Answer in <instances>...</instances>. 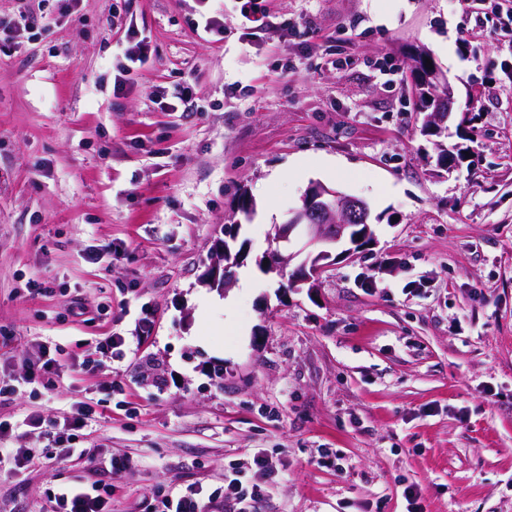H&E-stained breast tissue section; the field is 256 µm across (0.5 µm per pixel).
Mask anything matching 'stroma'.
I'll return each instance as SVG.
<instances>
[{"label":"stroma","instance_id":"obj_1","mask_svg":"<svg viewBox=\"0 0 512 512\" xmlns=\"http://www.w3.org/2000/svg\"><path fill=\"white\" fill-rule=\"evenodd\" d=\"M265 6L257 28L238 0H0L28 17L0 54V438L42 449L96 411L76 454L0 477V512H47L72 481L114 512L189 483L214 512H406L411 484L425 512H512V0ZM204 9L223 40L191 27ZM139 38L152 55L114 96ZM419 53L454 91L447 171L413 108ZM316 182L369 202L374 241L290 289L261 261ZM229 224L252 282L220 290ZM144 305L138 350L100 357ZM54 345L95 367L25 384ZM232 465L259 501L225 487ZM227 250L228 247L224 241L219 242L214 249L213 255L215 257L212 259V264L206 273L208 284L213 287L224 288V285L231 280V275L228 273L229 266L223 264L224 254Z\"/></svg>","mask_w":512,"mask_h":512}]
</instances>
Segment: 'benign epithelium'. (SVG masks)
Instances as JSON below:
<instances>
[{"label": "benign epithelium", "mask_w": 512, "mask_h": 512, "mask_svg": "<svg viewBox=\"0 0 512 512\" xmlns=\"http://www.w3.org/2000/svg\"><path fill=\"white\" fill-rule=\"evenodd\" d=\"M439 89L452 93L444 75L435 66L427 68L423 80L414 86L415 99L423 95L435 100V108L426 116V120L438 133L442 132L450 116L445 97L437 93ZM370 215L367 201L322 184H312L303 197L302 206L291 212L286 223L275 227L276 241L283 243V246L268 257L269 271L283 272L298 256V253L289 250L291 236L296 233L305 241V246H314L316 250L310 252L295 270L292 287H317L323 274L336 264V257L333 256L336 245L347 242L350 248L343 250L342 254L350 256L373 243ZM227 250L224 242L218 243L214 249V258L207 270L208 284L213 287L222 288L231 280L228 267L224 265Z\"/></svg>", "instance_id": "obj_1"}]
</instances>
